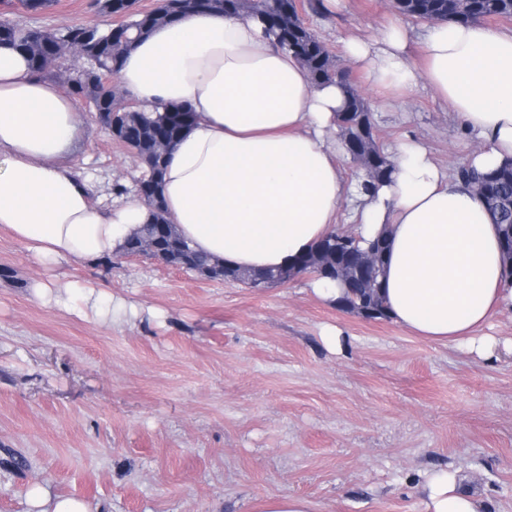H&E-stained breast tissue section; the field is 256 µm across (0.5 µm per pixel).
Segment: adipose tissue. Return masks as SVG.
<instances>
[{
  "mask_svg": "<svg viewBox=\"0 0 512 512\" xmlns=\"http://www.w3.org/2000/svg\"><path fill=\"white\" fill-rule=\"evenodd\" d=\"M403 26L348 39L345 54L373 85L406 92L426 80L463 128L485 146L470 166L512 158V31L480 23H429L422 68L408 61ZM119 82L146 108L185 105L196 119L172 148L162 181L169 220L197 252L250 273L285 268L336 230L345 189L343 144L328 131L344 101L335 83H313L255 18L194 13L162 24L123 57ZM79 100L37 77L0 44V228L53 267L121 253L152 213L136 189L94 202L70 150L80 137ZM392 179L354 194V233L387 231L385 298L390 318L427 340L481 358L512 353V340L482 334L512 314V275L498 231L477 196L448 176L427 146L392 152ZM423 512H480L458 474L437 470L422 488Z\"/></svg>",
  "mask_w": 512,
  "mask_h": 512,
  "instance_id": "adipose-tissue-1",
  "label": "adipose tissue"
}]
</instances>
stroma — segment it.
Instances as JSON below:
<instances>
[{"mask_svg": "<svg viewBox=\"0 0 512 512\" xmlns=\"http://www.w3.org/2000/svg\"><path fill=\"white\" fill-rule=\"evenodd\" d=\"M60 32L116 24L94 0L43 12L0 0V19ZM306 25L335 56L393 21L418 61L424 24L391 0H326ZM350 77L378 144L424 142L448 171L480 139L419 82L404 94ZM71 154L83 175L135 183L137 158L82 102ZM311 274L262 288L210 279L145 255L47 270L0 229V512H29L34 486L95 512H261L300 496L314 512H422L437 468L458 470L484 512H512V356L483 359L368 320L314 296ZM79 280L136 310L123 325L96 311L44 306L32 282ZM343 330L346 351L321 343Z\"/></svg>", "mask_w": 512, "mask_h": 512, "instance_id": "1", "label": "stroma"}]
</instances>
